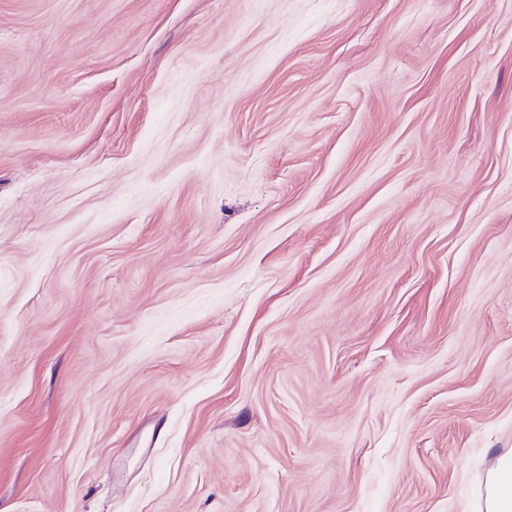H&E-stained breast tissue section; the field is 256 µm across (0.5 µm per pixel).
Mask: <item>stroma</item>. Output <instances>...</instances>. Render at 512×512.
I'll list each match as a JSON object with an SVG mask.
<instances>
[{
	"instance_id": "1",
	"label": "stroma",
	"mask_w": 512,
	"mask_h": 512,
	"mask_svg": "<svg viewBox=\"0 0 512 512\" xmlns=\"http://www.w3.org/2000/svg\"><path fill=\"white\" fill-rule=\"evenodd\" d=\"M512 449V0H0V512H472Z\"/></svg>"
}]
</instances>
